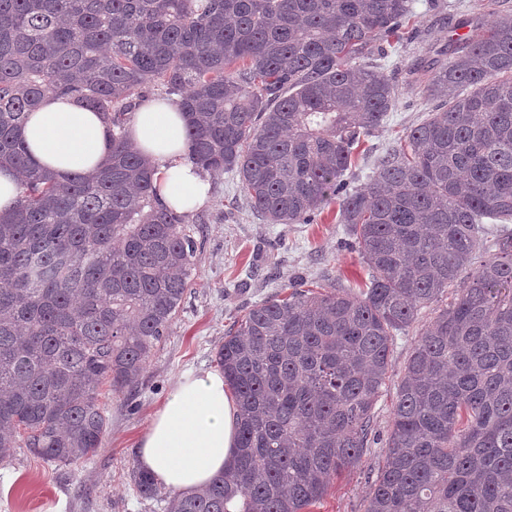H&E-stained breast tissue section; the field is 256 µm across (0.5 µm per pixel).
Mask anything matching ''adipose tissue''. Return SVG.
<instances>
[{
  "mask_svg": "<svg viewBox=\"0 0 512 512\" xmlns=\"http://www.w3.org/2000/svg\"><path fill=\"white\" fill-rule=\"evenodd\" d=\"M129 141L155 167V187L167 209L190 213L209 199L210 186L188 160L187 118L178 102L144 100L126 125ZM31 160L59 181L98 171L112 153L102 117L69 97L46 94L18 131ZM237 407L221 373L183 375L143 432L136 465L160 485L196 490L233 462Z\"/></svg>",
  "mask_w": 512,
  "mask_h": 512,
  "instance_id": "obj_1",
  "label": "adipose tissue"
}]
</instances>
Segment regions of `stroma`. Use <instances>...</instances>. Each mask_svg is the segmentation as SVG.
Wrapping results in <instances>:
<instances>
[{
  "label": "stroma",
  "instance_id": "stroma-1",
  "mask_svg": "<svg viewBox=\"0 0 512 512\" xmlns=\"http://www.w3.org/2000/svg\"><path fill=\"white\" fill-rule=\"evenodd\" d=\"M484 2L412 0L417 40L389 48L375 60L379 71L392 78L397 104L382 127L365 137L352 185L365 183L379 156L426 119L431 105L411 72L428 45L447 37L450 25L479 11ZM209 184V202L186 216L188 230L201 244L195 282L137 387L103 397L109 425L102 447L70 466L16 449L10 462L0 464V512H167L168 489L141 498L132 470L140 437L176 382L189 373L217 370L216 348L235 317L289 280L323 277L353 289L367 282L344 225L336 221L337 201H330L313 223L269 224L250 207L236 173L212 177ZM418 333V327L396 333L388 379L374 408V439L360 465L337 477L310 512H364L370 484L383 464L397 383Z\"/></svg>",
  "mask_w": 512,
  "mask_h": 512
}]
</instances>
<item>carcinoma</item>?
Masks as SVG:
<instances>
[{"mask_svg":"<svg viewBox=\"0 0 512 512\" xmlns=\"http://www.w3.org/2000/svg\"><path fill=\"white\" fill-rule=\"evenodd\" d=\"M469 14L413 72L428 118L349 187L361 138L397 102L374 69L410 41V0H0V463L22 446L77 465L101 448L103 391L143 376L199 264L160 207L126 115L148 84L179 97L188 159L235 171L271 224L339 199L370 274L355 292L291 280L215 352L240 414L232 468L168 512H308L368 448L395 333L435 307L397 385L365 512H512V0ZM112 126V155L66 182L17 131L48 93ZM144 498L155 480L132 471ZM21 195L20 180L13 168H0V215L10 214Z\"/></svg>","mask_w":512,"mask_h":512,"instance_id":"carcinoma-1","label":"carcinoma"}]
</instances>
